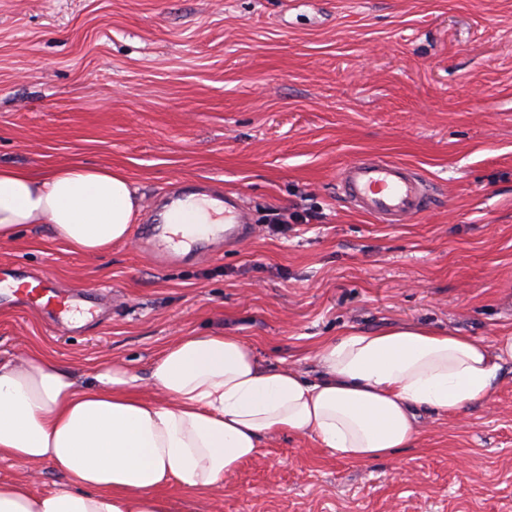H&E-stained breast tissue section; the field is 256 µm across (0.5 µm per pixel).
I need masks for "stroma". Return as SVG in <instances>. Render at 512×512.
I'll list each match as a JSON object with an SVG mask.
<instances>
[{"mask_svg": "<svg viewBox=\"0 0 512 512\" xmlns=\"http://www.w3.org/2000/svg\"><path fill=\"white\" fill-rule=\"evenodd\" d=\"M362 156L417 168L436 206L410 224L350 208L336 174ZM0 162L125 171L144 211L205 182L253 219L244 244L167 269L132 240L81 256L29 225L0 262L111 309L72 335L0 309L1 359L33 345L78 375H143L174 336L219 332L310 374L349 328L512 331V0H0ZM304 207L320 220L264 222ZM209 510L512 512V365L392 458L268 440Z\"/></svg>", "mask_w": 512, "mask_h": 512, "instance_id": "35a3bbf8", "label": "stroma"}]
</instances>
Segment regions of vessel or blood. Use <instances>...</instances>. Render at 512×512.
<instances>
[{"label": "vessel or blood", "mask_w": 512, "mask_h": 512, "mask_svg": "<svg viewBox=\"0 0 512 512\" xmlns=\"http://www.w3.org/2000/svg\"><path fill=\"white\" fill-rule=\"evenodd\" d=\"M337 192L354 209L384 224H409L433 205L437 194L413 167L383 158H355L345 163L336 179ZM206 193L203 184H182L166 193L167 205L149 211L139 225L138 247L161 267L180 264L186 253L196 258L210 255L217 246L236 245L246 237L249 215L240 193L224 192V221L205 225L195 233L193 225L171 224L168 212H179L189 196ZM0 303L22 305L45 317L52 326L74 333L78 319L95 315L100 295L95 291L61 290L47 277L33 275L15 263L0 264Z\"/></svg>", "instance_id": "vessel-or-blood-1"}]
</instances>
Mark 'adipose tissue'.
<instances>
[{"instance_id": "1", "label": "adipose tissue", "mask_w": 512, "mask_h": 512, "mask_svg": "<svg viewBox=\"0 0 512 512\" xmlns=\"http://www.w3.org/2000/svg\"><path fill=\"white\" fill-rule=\"evenodd\" d=\"M138 208L120 170L0 164V243L46 224L71 253L100 255L128 241ZM312 360L310 375L272 367L223 334L176 337L144 376L112 362L85 381L33 348L0 360V459L27 467L0 482V512H171L163 489L211 493L284 433L356 463L392 457L416 443L422 410L491 398L512 333L490 343L426 325L351 329ZM45 461L69 486L31 492Z\"/></svg>"}]
</instances>
